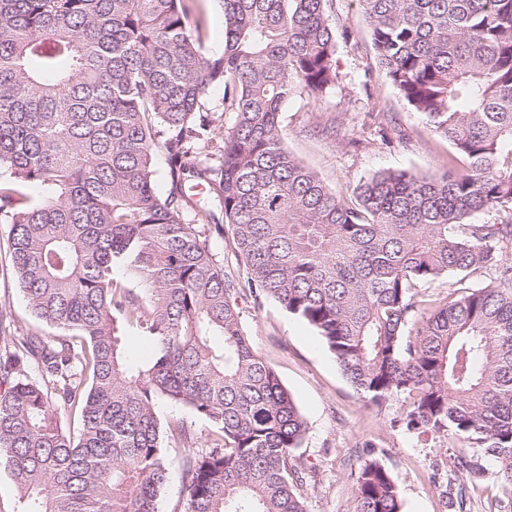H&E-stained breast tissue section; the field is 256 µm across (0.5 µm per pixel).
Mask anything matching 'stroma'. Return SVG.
<instances>
[{"instance_id":"obj_1","label":"stroma","mask_w":512,"mask_h":512,"mask_svg":"<svg viewBox=\"0 0 512 512\" xmlns=\"http://www.w3.org/2000/svg\"><path fill=\"white\" fill-rule=\"evenodd\" d=\"M332 18L342 34L336 51L339 83L325 99L302 95L285 103L280 114L285 147L330 188L344 191L387 169L423 176L444 172L447 143L409 110L379 67L355 0H333ZM331 119L338 135L322 138L315 128ZM404 131L409 141H402ZM8 232V225L0 223V311L6 312L16 335L47 333L10 271ZM240 308L245 335L276 370L306 421V438L297 454L316 480L308 492L309 512H356L355 477L373 451L382 452L404 512H456L445 495L453 478L448 441L419 437L395 425L401 413L398 401L365 406L315 332L276 301L248 299ZM187 453L180 442L169 449L170 473L158 497V512H180L184 504L181 471Z\"/></svg>"}]
</instances>
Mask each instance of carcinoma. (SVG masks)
I'll return each mask as SVG.
<instances>
[{"mask_svg":"<svg viewBox=\"0 0 512 512\" xmlns=\"http://www.w3.org/2000/svg\"><path fill=\"white\" fill-rule=\"evenodd\" d=\"M221 2L211 58L197 0H0V222L31 312L66 335L0 336V467L22 512H158L161 400L211 427L183 461L182 512H308L307 425L241 330L248 296L306 321L366 405L399 400L407 431L480 449L455 468L480 484L491 458L512 499V220L472 222L512 210V0H357L378 64L453 153L440 176L380 171L349 196L288 153L279 122L289 98L336 88L333 0ZM214 83L228 127L203 107ZM201 212L212 223H191ZM481 270L491 284L468 285ZM445 278L444 298L421 292ZM131 323L153 345L143 363ZM354 495L357 512H403L377 455ZM153 171L158 191L166 195L169 189L168 166L165 151L161 144L153 148ZM212 247L217 259L224 264V270L227 273H231L237 277L238 275L241 277L245 276L243 266L238 264L227 237H224V239L214 238Z\"/></svg>","mask_w":512,"mask_h":512,"instance_id":"obj_1","label":"carcinoma"}]
</instances>
